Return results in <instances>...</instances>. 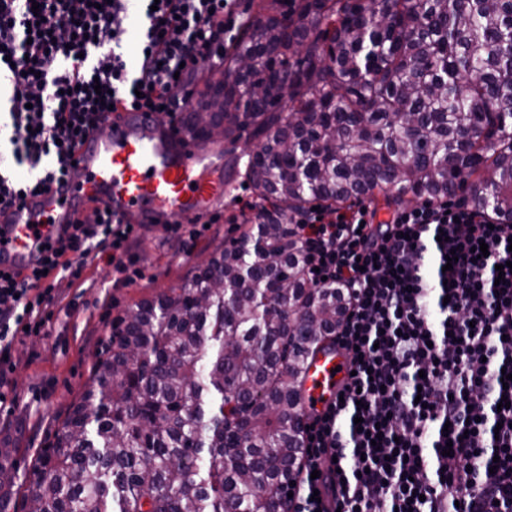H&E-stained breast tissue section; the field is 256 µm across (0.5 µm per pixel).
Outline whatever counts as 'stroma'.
Wrapping results in <instances>:
<instances>
[{
  "mask_svg": "<svg viewBox=\"0 0 512 512\" xmlns=\"http://www.w3.org/2000/svg\"><path fill=\"white\" fill-rule=\"evenodd\" d=\"M222 151L223 163L210 169V177H226L231 186L223 200L204 216L209 229L198 241L167 237L160 222L145 224L132 245L133 264L94 261L81 279L57 277L58 315L47 336L17 338L12 348L14 369L0 390L13 403L0 410V438L13 439L19 468L30 467L39 448L52 440L68 407L91 384V368L101 354L107 327L136 302L178 286L195 265L235 234L244 205L254 202L245 185L248 162L245 143L225 153L224 143H212Z\"/></svg>",
  "mask_w": 512,
  "mask_h": 512,
  "instance_id": "1",
  "label": "stroma"
}]
</instances>
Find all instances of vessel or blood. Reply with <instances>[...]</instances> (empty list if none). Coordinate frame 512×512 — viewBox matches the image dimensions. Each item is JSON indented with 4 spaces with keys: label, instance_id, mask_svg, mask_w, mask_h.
<instances>
[{
    "label": "vessel or blood",
    "instance_id": "1",
    "mask_svg": "<svg viewBox=\"0 0 512 512\" xmlns=\"http://www.w3.org/2000/svg\"><path fill=\"white\" fill-rule=\"evenodd\" d=\"M202 150L159 126L154 117L120 109L79 155L63 192L30 197L0 213V269L28 267L38 250L73 223L81 206H108L122 220L131 211L146 218L190 221L223 199V181L205 177ZM346 359L317 355L305 380L307 408L334 401L347 375Z\"/></svg>",
    "mask_w": 512,
    "mask_h": 512
}]
</instances>
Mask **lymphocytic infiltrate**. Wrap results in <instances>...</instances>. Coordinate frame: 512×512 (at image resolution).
<instances>
[{"label":"lymphocytic infiltrate","instance_id":"f902f5d3","mask_svg":"<svg viewBox=\"0 0 512 512\" xmlns=\"http://www.w3.org/2000/svg\"><path fill=\"white\" fill-rule=\"evenodd\" d=\"M128 0H0V75L11 89L12 154L35 179L0 173V206L64 189L76 153L111 109L167 114L191 74L236 40L238 0H142L129 68ZM35 257L0 270V378L18 336L46 334L59 274L129 254L139 229L96 207ZM313 282L338 285L335 346L350 370L339 401L305 417L304 457L286 512H512V225L464 201L422 199L380 223L364 202L340 217L291 218ZM487 257H477L479 243ZM456 255L447 265L448 255ZM500 423L488 441L489 422Z\"/></svg>","mask_w":512,"mask_h":512}]
</instances>
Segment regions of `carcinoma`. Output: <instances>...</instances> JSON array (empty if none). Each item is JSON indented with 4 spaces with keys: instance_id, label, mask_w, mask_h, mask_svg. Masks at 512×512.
Returning <instances> with one entry per match:
<instances>
[{
    "instance_id": "obj_1",
    "label": "carcinoma",
    "mask_w": 512,
    "mask_h": 512,
    "mask_svg": "<svg viewBox=\"0 0 512 512\" xmlns=\"http://www.w3.org/2000/svg\"><path fill=\"white\" fill-rule=\"evenodd\" d=\"M248 19L199 94L257 213L177 288L112 322L92 385L0 512H268L303 460L304 383L346 312L288 223L314 202L461 192L512 225V0H297Z\"/></svg>"
}]
</instances>
